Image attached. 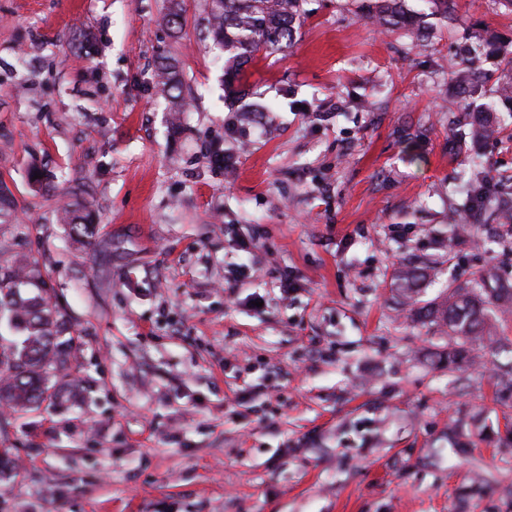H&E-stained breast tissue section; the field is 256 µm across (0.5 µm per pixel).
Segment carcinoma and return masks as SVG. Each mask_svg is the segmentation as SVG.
<instances>
[{"label": "carcinoma", "mask_w": 512, "mask_h": 512, "mask_svg": "<svg viewBox=\"0 0 512 512\" xmlns=\"http://www.w3.org/2000/svg\"><path fill=\"white\" fill-rule=\"evenodd\" d=\"M306 0H207V31L214 45L224 54V68L237 77L244 67L261 55L288 49L295 25L306 14ZM429 11L415 10L407 0H368V17L380 27L402 28L419 38L434 28L433 20L453 16V0H424ZM477 51L469 52L468 63L450 72L453 80L470 98L474 107L489 110L495 106L484 91V79L472 67ZM158 94L171 104V129H182L179 113L183 106L182 79L178 67L166 61L158 69ZM483 162L470 161L467 179L468 203L461 206L459 219L470 210V201L491 200L483 177ZM59 221L68 226L70 236L81 244L96 239V224L89 205L70 201L59 209ZM12 228L10 240L0 239V401L15 411H28L42 405L53 407L65 392H80L79 381L71 380L77 336L69 315L52 301L53 288L40 261L16 251L17 241L26 236L27 226L17 219L15 201L0 192V227ZM493 297L475 285L448 291V298L422 307L418 316L448 329V335L474 341L487 325ZM17 464L5 448H0V480L16 474Z\"/></svg>", "instance_id": "obj_1"}]
</instances>
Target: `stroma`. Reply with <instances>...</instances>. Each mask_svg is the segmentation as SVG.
<instances>
[{
    "mask_svg": "<svg viewBox=\"0 0 512 512\" xmlns=\"http://www.w3.org/2000/svg\"><path fill=\"white\" fill-rule=\"evenodd\" d=\"M180 4L178 30L167 0H0V182L84 386L0 412L18 464L0 512H512V225L453 214L476 154L512 206V115L478 140L479 115L446 109L449 63L482 39L512 52V11L456 0L415 44L359 0H307L239 112L206 0ZM75 198L94 244L57 221ZM478 280L498 312L457 358L416 311ZM166 62L158 69L159 82L158 94L171 104L170 112L172 113L171 129L175 132L182 129L179 113L183 106L182 93V79L176 63H173L169 58H165Z\"/></svg>",
    "mask_w": 512,
    "mask_h": 512,
    "instance_id": "1",
    "label": "stroma"
}]
</instances>
